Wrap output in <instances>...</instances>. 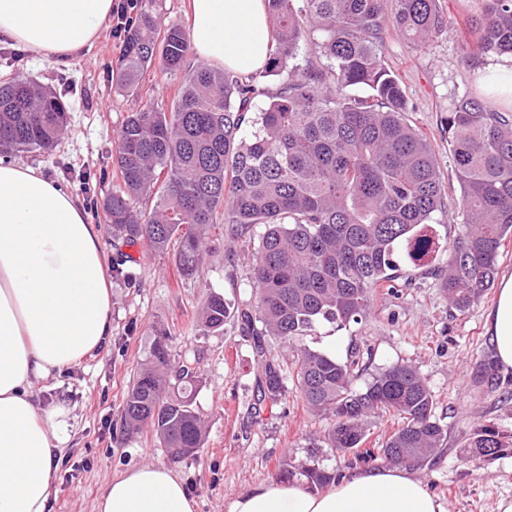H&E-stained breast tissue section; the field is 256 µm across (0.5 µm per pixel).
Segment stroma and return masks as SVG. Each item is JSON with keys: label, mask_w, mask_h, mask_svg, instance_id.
<instances>
[{"label": "stroma", "mask_w": 512, "mask_h": 512, "mask_svg": "<svg viewBox=\"0 0 512 512\" xmlns=\"http://www.w3.org/2000/svg\"><path fill=\"white\" fill-rule=\"evenodd\" d=\"M439 7L449 19L441 32L420 47L386 30L383 58L400 80L409 120L436 155L449 205L440 221L452 240L463 217L456 209L459 190L448 165L444 120L463 96H487L481 72L489 59L464 54L465 24L481 12L483 0H439ZM116 25V19H108L94 45L66 65L0 43V81L23 74L61 97L69 113L67 129L52 152H20L17 160L38 167L85 205L110 258L116 242L101 203L120 183L112 158L116 135L145 101L172 107L179 84L152 70L139 95L116 90L113 75L123 45L112 34ZM86 182L92 194L84 193ZM129 253L126 269L132 278L112 283L111 333L105 344L55 378L32 386L42 404L60 402L70 411V438L62 448L68 465L57 472L50 512H95L99 493L115 475L147 464L179 473L196 512H228L237 495L280 481V461L303 458L320 443L328 422L308 411L293 389L281 404L256 405L252 338L237 320L220 331L194 325L210 293L233 303L253 300L251 259L225 260L224 246L216 240L198 275L187 279L174 252L158 254L138 244ZM495 296V290H488L470 308L457 310L438 288L429 264H407L394 290H378L366 319L343 329L320 326L311 341L341 359L359 348L360 387L401 360L418 369L436 398L448 443L435 464L417 475L447 512H501L512 504V448L477 462L464 461L461 454L479 428L512 439V374L499 376L493 385L477 376L482 360L492 354L485 316ZM158 326L170 331L176 359L193 362L199 377L194 407L205 424L206 440L198 456L178 462L170 460L150 427L128 436L122 426L125 395Z\"/></svg>", "instance_id": "obj_1"}]
</instances>
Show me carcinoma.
<instances>
[{
    "label": "carcinoma",
    "instance_id": "cac0c4a2",
    "mask_svg": "<svg viewBox=\"0 0 512 512\" xmlns=\"http://www.w3.org/2000/svg\"><path fill=\"white\" fill-rule=\"evenodd\" d=\"M272 33L266 67L238 77L204 65L187 69V32L164 21L158 0H135L116 84L137 94L144 75L184 73L173 108L152 101L129 113L115 146L120 186L103 210L126 245L157 253L176 247L182 275L195 276L211 230L226 229L229 260L253 250L256 301L240 308L218 293L198 313L201 326L224 329L230 318L253 336L260 369L256 404L285 398L284 367L268 357L274 337L296 352L289 374L307 408L329 420L324 444L343 457L379 458L416 468L432 464L448 429L419 371L391 364L355 385L356 352L338 359L304 343L324 324L342 329L370 313L377 289L395 288L403 263L440 250L438 288L463 311L493 286L502 243L512 238V112L464 97L446 117L448 164L460 186L461 232L450 244L432 234L446 209L435 155L406 118V101L383 59L387 24L424 44L447 25L438 0H265ZM321 36V69L291 64L302 42ZM475 54L512 53V0H484L471 23ZM282 78L271 92L261 82ZM368 94L351 97L350 87ZM268 102L254 111L257 99ZM68 123L63 102L41 85L0 83V155L55 148ZM155 204L136 209L143 197ZM170 335L157 331L150 364L129 388L124 420L148 424L167 455L194 457L206 430L193 408L197 370L171 359ZM391 415L397 428L374 455L361 451L369 419ZM480 429L463 452L474 461L511 448ZM281 475L322 489L342 476L317 449L287 458Z\"/></svg>",
    "mask_w": 512,
    "mask_h": 512
}]
</instances>
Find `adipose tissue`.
Wrapping results in <instances>:
<instances>
[{"label": "adipose tissue", "instance_id": "obj_1", "mask_svg": "<svg viewBox=\"0 0 512 512\" xmlns=\"http://www.w3.org/2000/svg\"><path fill=\"white\" fill-rule=\"evenodd\" d=\"M196 62L241 75L263 70L271 31L264 0H190ZM113 0H0V37L57 63L97 40ZM100 236L75 196L38 168L0 162V512H49L67 410L41 406L38 380L100 349L111 292ZM493 359L512 372V275L486 314ZM96 512H195L172 469L145 465L116 476ZM228 512H447L414 473L359 469L322 491L263 484Z\"/></svg>", "mask_w": 512, "mask_h": 512}]
</instances>
